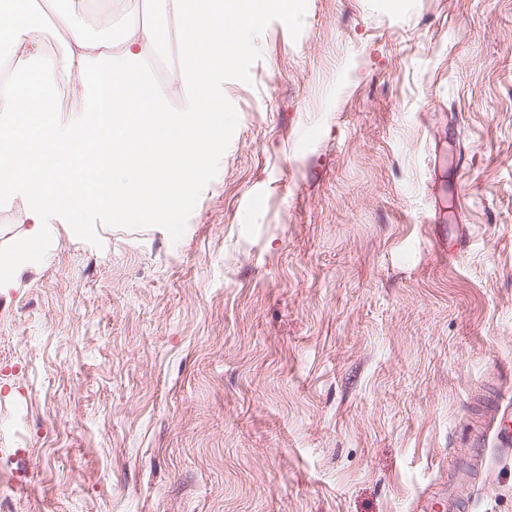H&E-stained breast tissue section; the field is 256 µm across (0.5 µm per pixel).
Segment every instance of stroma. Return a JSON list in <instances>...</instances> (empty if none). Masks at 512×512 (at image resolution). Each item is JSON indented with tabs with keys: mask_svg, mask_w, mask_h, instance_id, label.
<instances>
[{
	"mask_svg": "<svg viewBox=\"0 0 512 512\" xmlns=\"http://www.w3.org/2000/svg\"><path fill=\"white\" fill-rule=\"evenodd\" d=\"M217 93L165 211L0 288V512H413L512 397V0H299Z\"/></svg>",
	"mask_w": 512,
	"mask_h": 512,
	"instance_id": "35a3bbf8",
	"label": "stroma"
}]
</instances>
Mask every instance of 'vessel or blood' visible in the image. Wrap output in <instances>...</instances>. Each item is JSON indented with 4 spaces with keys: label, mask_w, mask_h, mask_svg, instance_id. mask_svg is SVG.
I'll return each instance as SVG.
<instances>
[{
    "label": "vessel or blood",
    "mask_w": 512,
    "mask_h": 512,
    "mask_svg": "<svg viewBox=\"0 0 512 512\" xmlns=\"http://www.w3.org/2000/svg\"><path fill=\"white\" fill-rule=\"evenodd\" d=\"M467 442L469 459L455 468L440 492L422 491L414 512H465L471 504L468 491L480 469L512 466V403L496 400L485 424L469 431Z\"/></svg>",
    "instance_id": "b4317fda"
}]
</instances>
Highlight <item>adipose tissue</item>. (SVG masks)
Returning <instances> with one entry per match:
<instances>
[{"label":"adipose tissue","instance_id":"ef3b65f1","mask_svg":"<svg viewBox=\"0 0 512 512\" xmlns=\"http://www.w3.org/2000/svg\"><path fill=\"white\" fill-rule=\"evenodd\" d=\"M56 26L69 35L63 58L36 52L32 0H0L8 22L5 51L19 59L18 73H0V198L39 186L31 222L15 259L33 262L50 209L93 206L123 217L130 204L160 205L207 161L220 110L212 90L253 42L260 11L297 20L295 0H101L104 14L119 16L106 39L86 36L74 9L56 10ZM175 33L180 63L171 85L145 78V56L162 35ZM65 69L74 87L93 85L80 118L57 120L55 74Z\"/></svg>","mask_w":512,"mask_h":512}]
</instances>
